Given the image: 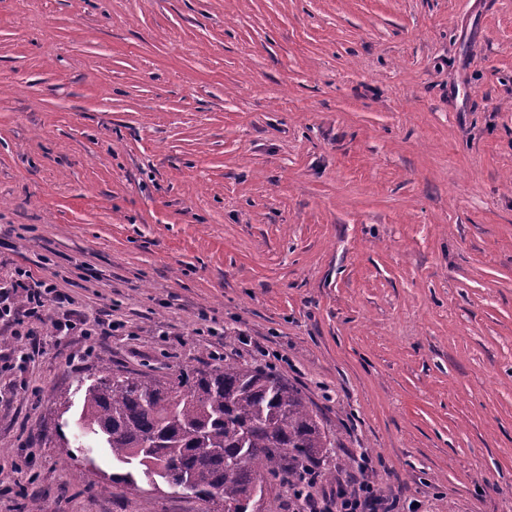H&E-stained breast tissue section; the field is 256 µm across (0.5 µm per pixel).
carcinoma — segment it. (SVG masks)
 <instances>
[{"label": "carcinoma", "instance_id": "obj_1", "mask_svg": "<svg viewBox=\"0 0 512 512\" xmlns=\"http://www.w3.org/2000/svg\"><path fill=\"white\" fill-rule=\"evenodd\" d=\"M99 373L85 388L75 439L144 471L164 462L207 503L237 505L268 476L301 492L305 471L331 446L301 391L259 368L226 362L169 378L105 361Z\"/></svg>", "mask_w": 512, "mask_h": 512}]
</instances>
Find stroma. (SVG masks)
<instances>
[{
	"mask_svg": "<svg viewBox=\"0 0 512 512\" xmlns=\"http://www.w3.org/2000/svg\"><path fill=\"white\" fill-rule=\"evenodd\" d=\"M18 267L116 327L0 325V512H213L73 434L101 359L217 351L401 512H512V0H0ZM107 318H97L93 321L92 324L88 323L86 319L81 318L80 316L76 319H71V315H66V317H63L62 320L54 319L52 322L54 324V327L58 331H69L75 328L77 323L75 321H79L83 325L87 326L85 328L84 336L92 337V336H102V335H109L112 333L113 324H112V317L111 314H104ZM82 331V332H83Z\"/></svg>",
	"mask_w": 512,
	"mask_h": 512,
	"instance_id": "stroma-1",
	"label": "stroma"
}]
</instances>
